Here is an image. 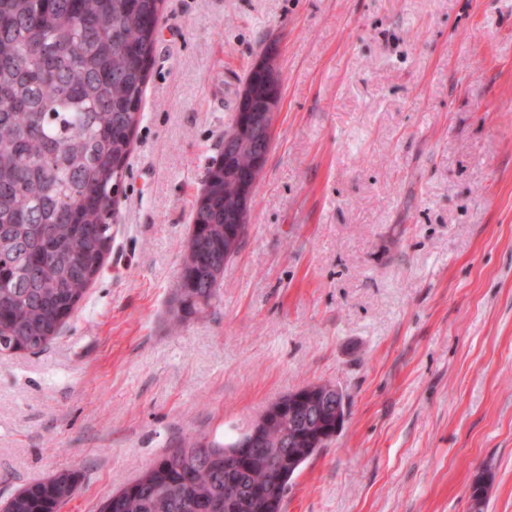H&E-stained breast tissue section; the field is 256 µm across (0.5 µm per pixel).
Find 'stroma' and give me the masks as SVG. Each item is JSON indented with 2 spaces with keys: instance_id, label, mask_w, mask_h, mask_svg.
<instances>
[{
  "instance_id": "stroma-1",
  "label": "stroma",
  "mask_w": 512,
  "mask_h": 512,
  "mask_svg": "<svg viewBox=\"0 0 512 512\" xmlns=\"http://www.w3.org/2000/svg\"><path fill=\"white\" fill-rule=\"evenodd\" d=\"M278 47L273 147L220 297L173 330L193 201ZM330 382L284 512H512V0H165L112 251L45 350L0 356V508L97 512L194 436ZM80 484V473L69 470L28 483L9 498L5 512H60L77 495Z\"/></svg>"
}]
</instances>
